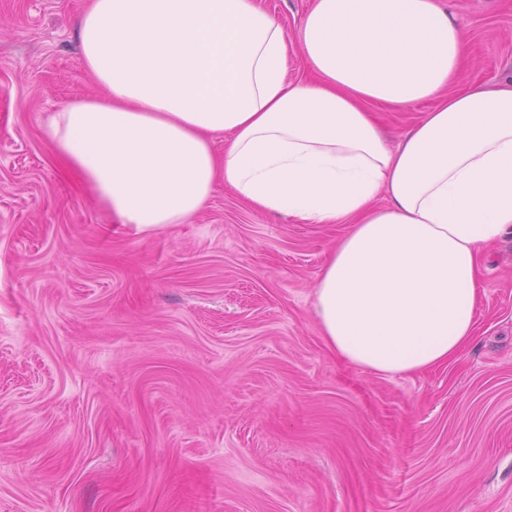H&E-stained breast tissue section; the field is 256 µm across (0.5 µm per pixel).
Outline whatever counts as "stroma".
<instances>
[{
  "instance_id": "35a3bbf8",
  "label": "stroma",
  "mask_w": 512,
  "mask_h": 512,
  "mask_svg": "<svg viewBox=\"0 0 512 512\" xmlns=\"http://www.w3.org/2000/svg\"><path fill=\"white\" fill-rule=\"evenodd\" d=\"M288 77L314 0H256ZM460 91L512 76V0H438ZM85 0H0V512H512V236L486 247L470 346L379 375L332 353L313 287L344 224L224 185L182 224H119L55 153L49 115L97 94ZM436 105H371L397 147Z\"/></svg>"
}]
</instances>
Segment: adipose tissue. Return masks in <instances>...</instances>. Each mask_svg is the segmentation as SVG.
I'll use <instances>...</instances> for the list:
<instances>
[{
  "mask_svg": "<svg viewBox=\"0 0 512 512\" xmlns=\"http://www.w3.org/2000/svg\"><path fill=\"white\" fill-rule=\"evenodd\" d=\"M78 38L101 92L47 132L120 223H184L221 182L257 210L347 224L314 290L329 349L396 375L467 348L480 250L512 233V79L453 91L467 39L438 0H315L308 80L288 79L286 30L254 0H88ZM432 98L394 149L367 110Z\"/></svg>",
  "mask_w": 512,
  "mask_h": 512,
  "instance_id": "adipose-tissue-1",
  "label": "adipose tissue"
}]
</instances>
